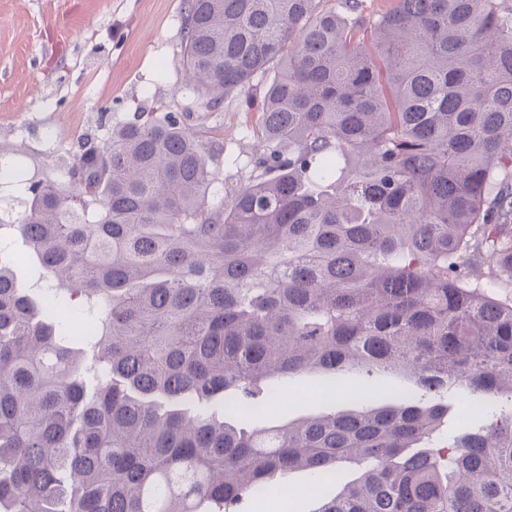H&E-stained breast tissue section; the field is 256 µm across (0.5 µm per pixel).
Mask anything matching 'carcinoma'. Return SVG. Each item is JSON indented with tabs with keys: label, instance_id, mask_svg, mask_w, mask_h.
<instances>
[{
	"label": "carcinoma",
	"instance_id": "1",
	"mask_svg": "<svg viewBox=\"0 0 512 512\" xmlns=\"http://www.w3.org/2000/svg\"><path fill=\"white\" fill-rule=\"evenodd\" d=\"M186 0V86L218 106L277 65L258 180L134 112L32 181L0 230V512H240L280 479L317 512H512V407L438 447L445 393L512 402V4ZM394 402L256 428L292 377ZM359 474L360 468L356 463H342L339 467L338 479L340 482L338 485H336V482L325 485L320 493L303 498L299 503V507H297V487L308 484V477L305 473L295 472L289 476L288 482L282 486L279 492L265 496L261 500L258 508H255L250 500H246L241 510L249 512H273L277 505H279V512H313L319 508L322 498L335 496L341 486L353 481ZM285 498H288V511L285 510L284 506Z\"/></svg>",
	"mask_w": 512,
	"mask_h": 512
}]
</instances>
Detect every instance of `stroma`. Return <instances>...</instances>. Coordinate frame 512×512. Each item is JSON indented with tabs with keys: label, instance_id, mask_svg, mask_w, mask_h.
Returning <instances> with one entry per match:
<instances>
[{
	"label": "stroma",
	"instance_id": "stroma-1",
	"mask_svg": "<svg viewBox=\"0 0 512 512\" xmlns=\"http://www.w3.org/2000/svg\"><path fill=\"white\" fill-rule=\"evenodd\" d=\"M184 0H0V156L15 176L0 181V216L25 208V182L61 177L82 141L103 144L132 112H182L188 127L219 141L224 191L257 178L264 149L259 130L270 75L255 77L219 107L184 84ZM334 393L319 375L289 380L260 425L320 414ZM360 473L339 467L338 483L298 498L305 473L245 512H317L322 497Z\"/></svg>",
	"mask_w": 512,
	"mask_h": 512
}]
</instances>
